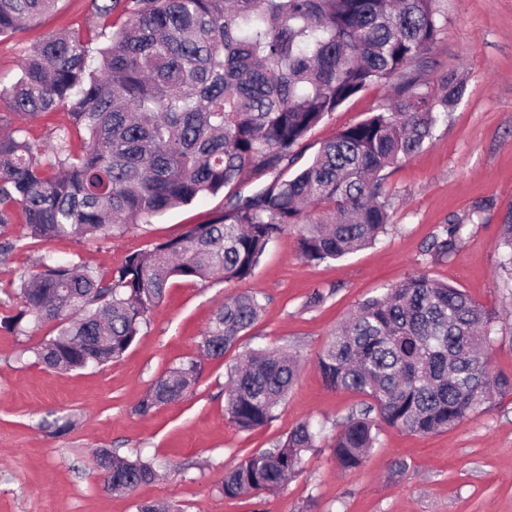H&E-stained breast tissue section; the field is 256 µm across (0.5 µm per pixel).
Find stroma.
<instances>
[{
    "label": "stroma",
    "mask_w": 512,
    "mask_h": 512,
    "mask_svg": "<svg viewBox=\"0 0 512 512\" xmlns=\"http://www.w3.org/2000/svg\"><path fill=\"white\" fill-rule=\"evenodd\" d=\"M87 4L57 0L24 29L0 36V130L24 127L40 144L69 126L62 110L19 117L5 94L37 41L86 27ZM440 9L444 30L419 74L433 98L453 71L467 90L422 149L385 170L389 224L375 244L342 259L308 262L291 230L268 245L246 280L171 278L138 342L99 367L46 368L33 351L49 338L50 326L23 335L0 327V512H136L142 501L170 502L181 512H512V395L445 432L383 429L365 464L345 472L333 459L332 438L364 398L328 387L317 368L332 331L359 304L423 271L495 313L499 331L489 368L512 375V284L498 266L501 226L512 211V0H440ZM396 90L393 82L369 86L326 115L308 133L302 161L338 131L381 111ZM223 206V195H207L120 236L25 239L0 261V317L16 309V268L37 267L46 257L109 273L127 253L208 223ZM456 219L466 224L462 242L448 257H435L428 250L432 236ZM317 290L327 298L314 306ZM244 291L258 293L263 304L254 326L224 357L202 361L185 398L137 413L153 382L198 357L225 296ZM258 348L296 354L301 368L274 419L244 432L225 411V384L239 355ZM64 420L70 431L52 436L51 426ZM307 420L323 434L301 474L270 494L225 497V470ZM100 448L151 463L157 479L129 494L104 491L94 468Z\"/></svg>",
    "instance_id": "1"
}]
</instances>
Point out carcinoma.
I'll use <instances>...</instances> for the list:
<instances>
[{
	"label": "carcinoma",
	"instance_id": "1",
	"mask_svg": "<svg viewBox=\"0 0 512 512\" xmlns=\"http://www.w3.org/2000/svg\"><path fill=\"white\" fill-rule=\"evenodd\" d=\"M56 0H0V35ZM439 0H89L86 29L52 34L32 49L10 91L15 114L68 111L87 136L76 153L70 128L42 148L22 127L0 134V242L7 258L27 238L86 240L149 224L167 210L226 191L224 208L150 249L130 252L113 273L45 260L14 271L20 309L15 332L52 326L37 362L77 370L120 358L162 303L173 277L226 282L252 276L267 246L290 228L309 262L336 260L375 242L389 223L381 172L419 151L448 106L465 91L450 74L444 94L423 91L412 67L443 28ZM125 18L112 28V15ZM108 36L96 49L91 44ZM399 79L396 97L339 131L296 175L307 134L326 114L370 85ZM271 182L249 193L245 176ZM463 224L445 225L429 251L445 257ZM501 267L512 272V211L502 225ZM262 310L255 292L227 298L198 344L220 358ZM496 316L468 294L419 272L361 303L319 354L326 383L368 398L336 435L333 457L359 468L382 427L418 435L457 427L512 394V376L493 373L488 348ZM190 359L157 379L140 414L177 402L197 382ZM298 375L280 350L245 354L230 369L226 412L242 431L274 418ZM311 422L243 458L224 474V495H260L303 470L315 447ZM103 487L132 492L154 467L99 449Z\"/></svg>",
	"mask_w": 512,
	"mask_h": 512
}]
</instances>
